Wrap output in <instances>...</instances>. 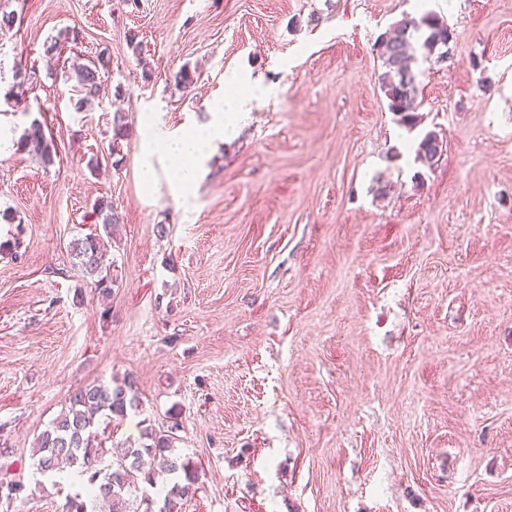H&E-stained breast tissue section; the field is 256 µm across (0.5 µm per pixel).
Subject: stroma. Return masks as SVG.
<instances>
[{
	"label": "stroma",
	"mask_w": 512,
	"mask_h": 512,
	"mask_svg": "<svg viewBox=\"0 0 512 512\" xmlns=\"http://www.w3.org/2000/svg\"><path fill=\"white\" fill-rule=\"evenodd\" d=\"M10 7L0 128L39 119L57 157L0 154V242H21L0 254V466L26 486L8 512H65L82 484L38 474L36 438L74 389L127 374L140 404L115 439L180 414L199 479L177 512H512V0ZM426 12L454 39L418 62L409 129L374 45ZM100 54V92L76 105L66 76ZM19 57L25 113L4 99ZM234 75L264 93L197 193L146 194L144 119L205 122ZM429 131L447 147L428 168ZM101 196L121 216L107 299L80 292L67 251ZM445 148L446 141L438 133L429 131L419 141L415 158L421 164L431 166L439 160Z\"/></svg>",
	"instance_id": "stroma-1"
}]
</instances>
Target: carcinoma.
<instances>
[{
  "mask_svg": "<svg viewBox=\"0 0 512 512\" xmlns=\"http://www.w3.org/2000/svg\"><path fill=\"white\" fill-rule=\"evenodd\" d=\"M453 38L448 24L432 12L418 18L405 17L395 23L392 31L379 37L376 51L383 68L379 82L388 100V110L400 124L414 127L420 122L415 71L417 48L433 53L448 46ZM105 66L106 60L101 55L72 65L68 80L72 81L71 91L79 96V102L99 93L100 69ZM46 129L40 120H32L16 142V150L51 166L57 150ZM125 138V116L117 112L112 118L111 150L117 151ZM445 148L446 141L438 133L429 131L417 145L416 160L431 166L439 160ZM93 214L100 221L103 233L94 229L72 240L68 248L73 266L82 280L98 296L107 299L116 287L117 276L112 265L105 262L104 239L112 238V228L120 223V216L112 200L105 196L95 200ZM138 405V389L131 376L81 386L69 395L65 409L38 436L33 460L39 473L51 477L69 470L85 480L84 493L70 498L65 512H95L99 502L107 503L110 512H174L178 499L197 482L198 471L192 461L175 453L174 435L180 422L175 420L160 432L144 433L147 442L137 446L115 443L110 436L100 432V428L111 427L112 422L123 418L127 410ZM146 456L160 459L163 472L176 478L161 502L145 490L138 491L135 485L138 473L143 482L151 487L156 485L154 474L142 469Z\"/></svg>",
  "mask_w": 512,
  "mask_h": 512,
  "instance_id": "obj_1",
  "label": "carcinoma"
}]
</instances>
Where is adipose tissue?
Listing matches in <instances>:
<instances>
[{
	"mask_svg": "<svg viewBox=\"0 0 512 512\" xmlns=\"http://www.w3.org/2000/svg\"><path fill=\"white\" fill-rule=\"evenodd\" d=\"M228 83L233 86V93L210 104V118L205 123L175 133L144 123L139 142V178L143 186L156 188L163 179L172 193L182 196L196 193L206 159L234 134L241 113L259 92L255 84L239 90V79L235 76Z\"/></svg>",
	"mask_w": 512,
	"mask_h": 512,
	"instance_id": "adipose-tissue-1",
	"label": "adipose tissue"
}]
</instances>
